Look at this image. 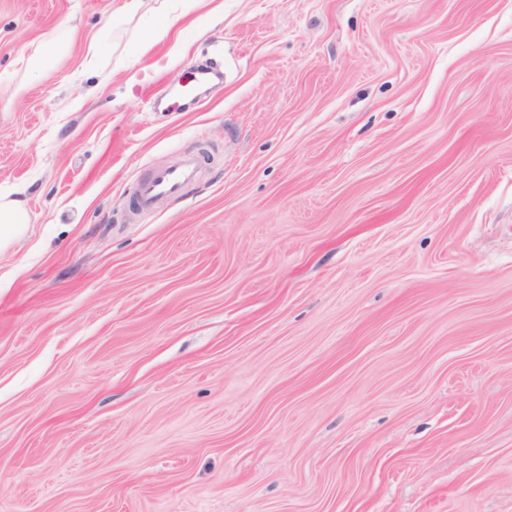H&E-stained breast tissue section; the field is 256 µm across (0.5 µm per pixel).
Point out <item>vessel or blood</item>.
Returning <instances> with one entry per match:
<instances>
[{
    "instance_id": "1",
    "label": "vessel or blood",
    "mask_w": 512,
    "mask_h": 512,
    "mask_svg": "<svg viewBox=\"0 0 512 512\" xmlns=\"http://www.w3.org/2000/svg\"><path fill=\"white\" fill-rule=\"evenodd\" d=\"M217 78L216 72L204 66L191 70L192 88L177 96H166L168 111L182 112L197 103L204 88ZM201 173L197 157L184 155L170 165L155 169L148 178L140 182L135 193V202L139 208L152 210L161 202L181 196L186 186L195 181Z\"/></svg>"
}]
</instances>
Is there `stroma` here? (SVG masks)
<instances>
[{
  "label": "stroma",
  "instance_id": "obj_1",
  "mask_svg": "<svg viewBox=\"0 0 512 512\" xmlns=\"http://www.w3.org/2000/svg\"><path fill=\"white\" fill-rule=\"evenodd\" d=\"M126 3L0 0V512H512V0ZM68 43L62 35H57L49 41L41 43L30 58L28 79L30 81H45L49 78L55 62L66 53ZM220 77L211 69L204 66H195L191 69L190 81L192 88L190 91L183 90L179 96H170L169 92L162 98L157 99L158 105L165 99V109L169 112H184L190 105L197 103L202 89L210 86ZM200 173L197 157L181 156L172 164L155 169L148 178L140 182L136 189L135 202L141 209H155L163 201L179 198L186 186L195 181ZM12 193L19 194V191L1 193L0 191V244L14 234L18 233L25 224L30 223V217L25 202L21 198H12Z\"/></svg>",
  "mask_w": 512,
  "mask_h": 512
}]
</instances>
